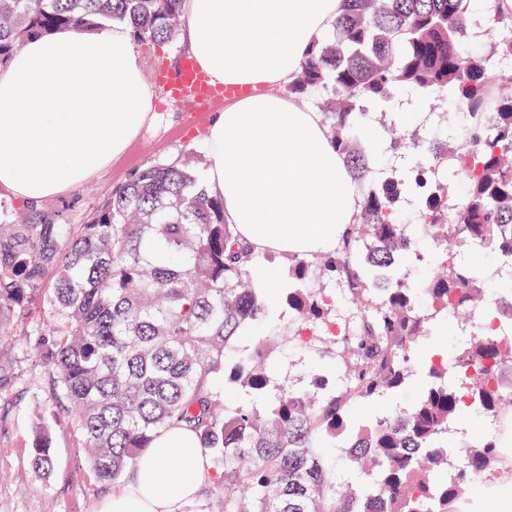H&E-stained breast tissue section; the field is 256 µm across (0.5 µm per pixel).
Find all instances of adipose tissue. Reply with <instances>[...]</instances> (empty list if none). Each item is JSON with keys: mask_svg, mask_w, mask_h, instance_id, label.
Masks as SVG:
<instances>
[{"mask_svg": "<svg viewBox=\"0 0 512 512\" xmlns=\"http://www.w3.org/2000/svg\"><path fill=\"white\" fill-rule=\"evenodd\" d=\"M190 53L212 79L253 87L207 131L205 186L263 254L333 250L360 209L356 185L304 98L263 93L294 81L344 0H185ZM153 92L125 25L31 40L0 67V191L41 203L74 191L146 124ZM182 466L167 467L169 458ZM217 472L192 438H157L97 512H179Z\"/></svg>", "mask_w": 512, "mask_h": 512, "instance_id": "ef3b65f1", "label": "adipose tissue"}]
</instances>
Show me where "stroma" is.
Wrapping results in <instances>:
<instances>
[{
    "label": "stroma",
    "instance_id": "1",
    "mask_svg": "<svg viewBox=\"0 0 512 512\" xmlns=\"http://www.w3.org/2000/svg\"><path fill=\"white\" fill-rule=\"evenodd\" d=\"M136 52L146 81L154 90L150 122L111 165L90 177L81 187L57 199L46 201L47 209L62 214L64 223L82 224L112 189L128 180L139 168L178 162L194 154L198 173H205L209 155L204 141L212 118L223 104H196L169 97L164 85L155 82L160 71H173L187 55L184 35L157 44L136 41ZM448 100L422 101L397 91L391 102L376 109L379 127L386 128L398 113H406L405 127H437L452 135V128L440 125L437 115L451 111ZM284 292L275 288L265 294L269 316L257 328L260 336L276 337L272 359L275 382L300 387L310 381L311 367L324 374L334 372L330 361L318 360L305 337L288 333V306ZM51 371L31 341L0 344V512H96L112 492L111 485L93 475L76 424L66 406L55 402L50 391ZM43 421L51 437L52 463L48 475L32 467L31 448L35 421Z\"/></svg>",
    "mask_w": 512,
    "mask_h": 512
}]
</instances>
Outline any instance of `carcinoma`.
I'll use <instances>...</instances> for the list:
<instances>
[{"label": "carcinoma", "mask_w": 512, "mask_h": 512, "mask_svg": "<svg viewBox=\"0 0 512 512\" xmlns=\"http://www.w3.org/2000/svg\"><path fill=\"white\" fill-rule=\"evenodd\" d=\"M469 0H345L329 38L319 41L288 92L324 94L331 142L361 193L356 222L336 249L290 255L286 303L292 325L327 323L332 302L306 286L319 270L352 309L342 337L315 353L339 378L315 372L302 391L274 383L267 363L273 337L240 342L268 314L253 281L257 256L224 221V201L209 194L194 161L149 164L115 187L85 224H61L35 204H0V341L49 336L54 399L73 409L96 477L132 471L163 432L183 428L221 465L224 512H469L477 476L502 462L500 438L512 423V392L502 371L512 339L473 328L456 348L453 373L429 361L416 403L359 422L354 411L402 389L415 375L417 346L451 314L482 308L512 322V78L490 91L489 71L512 60V13L494 53L463 43ZM127 24L145 41H171L184 23L183 0H0V65L30 37L90 20ZM398 88L446 98L461 114L458 140L425 141L426 162L399 179L371 181L363 141L364 103ZM465 184L458 198L439 177L446 166ZM419 200L416 224L400 202ZM433 243L441 272L408 282ZM473 249L501 257L493 274L459 260ZM43 295L49 324H31ZM224 379V390L214 380ZM488 425L482 442L457 452L448 473V426L467 412ZM336 451L332 461L325 449ZM33 463L51 464V441L36 428Z\"/></svg>", "instance_id": "obj_1"}]
</instances>
